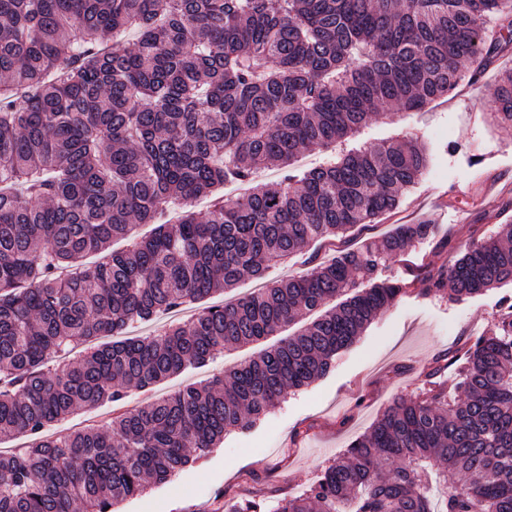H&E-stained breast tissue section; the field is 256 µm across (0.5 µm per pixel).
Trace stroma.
I'll return each mask as SVG.
<instances>
[{
	"label": "stroma",
	"instance_id": "35a3bbf8",
	"mask_svg": "<svg viewBox=\"0 0 512 512\" xmlns=\"http://www.w3.org/2000/svg\"><path fill=\"white\" fill-rule=\"evenodd\" d=\"M512 68V48L478 84L462 82L424 111L391 112L365 128L357 143L387 136H413L433 150L428 174L405 193L396 210L366 226L357 244L391 233L397 225L422 221L440 230L474 224L476 236L491 234L498 209L468 211L459 221L466 194L488 177L512 184V127L490 117L494 110L485 89L499 70ZM512 285L454 303L445 298L403 297L376 319L352 347L341 353L325 377L288 395L252 429L227 434L217 448L167 482L120 504V512H222L225 493L264 499L276 505L283 496L304 492L349 444L365 435L380 413L400 396L415 392L423 371L459 341L486 333L501 297ZM253 343L217 355L208 365L188 370L147 389H130L132 407L188 383H206L259 351Z\"/></svg>",
	"mask_w": 512,
	"mask_h": 512
}]
</instances>
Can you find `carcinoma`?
<instances>
[{
	"label": "carcinoma",
	"instance_id": "1",
	"mask_svg": "<svg viewBox=\"0 0 512 512\" xmlns=\"http://www.w3.org/2000/svg\"><path fill=\"white\" fill-rule=\"evenodd\" d=\"M127 28L133 42L113 41ZM511 41L512 0H0V440L30 437L0 452V512H115L327 375L399 297L461 302L512 284L511 222L465 241L400 224L349 246L432 157L414 138L351 139L478 82ZM486 92L512 127V69ZM331 146L335 159L294 166ZM269 168L277 181L256 180ZM228 183L248 190L228 196ZM208 196L200 218L192 204ZM170 199L186 208L178 224L161 222ZM136 223L155 228L138 238ZM428 238L459 257L380 277ZM318 243L335 254L304 275L126 335ZM502 304L303 494L266 511L226 493L224 512H512V296ZM310 313L227 381L46 433ZM112 404L105 405L92 410H80L52 424L48 430V434L65 433L72 429H78L85 425L94 424L105 425L106 420L112 415Z\"/></svg>",
	"mask_w": 512,
	"mask_h": 512
}]
</instances>
